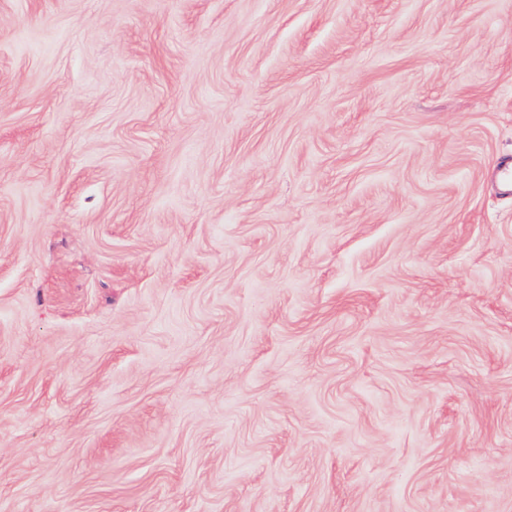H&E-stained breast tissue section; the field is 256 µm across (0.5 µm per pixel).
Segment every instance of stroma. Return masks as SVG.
Wrapping results in <instances>:
<instances>
[{
    "instance_id": "35a3bbf8",
    "label": "stroma",
    "mask_w": 512,
    "mask_h": 512,
    "mask_svg": "<svg viewBox=\"0 0 512 512\" xmlns=\"http://www.w3.org/2000/svg\"><path fill=\"white\" fill-rule=\"evenodd\" d=\"M512 0H0V512H512Z\"/></svg>"
}]
</instances>
